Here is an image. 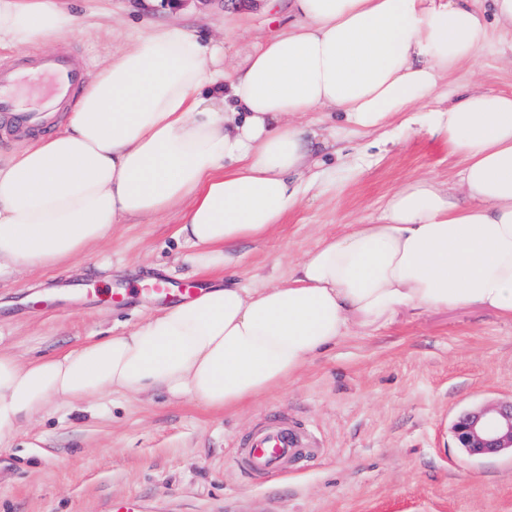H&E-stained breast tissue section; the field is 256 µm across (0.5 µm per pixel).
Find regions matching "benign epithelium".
Wrapping results in <instances>:
<instances>
[{
	"mask_svg": "<svg viewBox=\"0 0 512 512\" xmlns=\"http://www.w3.org/2000/svg\"><path fill=\"white\" fill-rule=\"evenodd\" d=\"M452 433L457 447L470 457L512 453V400L461 413L453 423Z\"/></svg>",
	"mask_w": 512,
	"mask_h": 512,
	"instance_id": "1",
	"label": "benign epithelium"
}]
</instances>
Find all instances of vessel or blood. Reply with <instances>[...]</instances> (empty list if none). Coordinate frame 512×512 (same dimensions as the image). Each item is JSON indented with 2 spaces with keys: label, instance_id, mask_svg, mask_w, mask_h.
Returning a JSON list of instances; mask_svg holds the SVG:
<instances>
[{
  "label": "vessel or blood",
  "instance_id": "vessel-or-blood-1",
  "mask_svg": "<svg viewBox=\"0 0 512 512\" xmlns=\"http://www.w3.org/2000/svg\"><path fill=\"white\" fill-rule=\"evenodd\" d=\"M34 73L46 79V97L57 106L73 101L81 84L79 72L61 53L38 58ZM29 75V72L0 64V115L20 131L29 130L38 120L37 108L29 106L18 94L19 85ZM150 291L173 303L183 302L199 293L195 284H175L165 278L152 281ZM315 445L312 435L300 433L286 419L274 416L253 433L235 461L250 476L268 480L287 471L292 460L304 449Z\"/></svg>",
  "mask_w": 512,
  "mask_h": 512
}]
</instances>
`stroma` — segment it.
Here are the masks:
<instances>
[{
  "mask_svg": "<svg viewBox=\"0 0 512 512\" xmlns=\"http://www.w3.org/2000/svg\"><path fill=\"white\" fill-rule=\"evenodd\" d=\"M156 0L135 16L128 0H72L82 30L47 45L0 46V60L69 52L84 76L130 48L131 27L177 24L226 39L242 66L288 25V0ZM481 68L463 87L512 92V34L490 31ZM360 162L354 174L347 164ZM458 156L425 134L381 145L347 133L319 147L315 183L281 224L240 242L229 271L261 288L287 279L322 238L374 218L405 180L455 186ZM173 210L115 225L90 258L0 275V351L26 362L92 336H118L158 313L142 294L164 276L210 282L184 260ZM125 293L123 305L113 295ZM512 399V319L481 307L416 315L358 331L318 355L288 386L234 411H213L158 391L115 395L22 422L0 449V512H105L115 495L144 497L152 512H512V455L471 458L452 425L463 411ZM276 414L313 432L318 451L287 474L257 481L235 464L259 421Z\"/></svg>",
  "mask_w": 512,
  "mask_h": 512,
  "instance_id": "obj_1",
  "label": "stroma"
}]
</instances>
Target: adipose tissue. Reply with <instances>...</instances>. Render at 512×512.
I'll list each match as a JSON object with an SVG mask.
<instances>
[{
	"instance_id": "obj_1",
	"label": "adipose tissue",
	"mask_w": 512,
	"mask_h": 512,
	"mask_svg": "<svg viewBox=\"0 0 512 512\" xmlns=\"http://www.w3.org/2000/svg\"><path fill=\"white\" fill-rule=\"evenodd\" d=\"M289 14L239 69L225 66L223 42L193 30L135 32L63 131L0 159V271L78 259L114 225L176 208L188 262L223 269L231 247L298 204L309 158L298 119L311 112L384 143L412 128L439 139L465 162L468 205L435 178L410 179L376 221L324 240L285 282L217 279L123 336L25 364L0 351V440L114 393L158 389L234 410L404 310L512 317V95L467 90L426 107L458 66H478L490 25L512 32V0H290ZM81 24L68 0H0V45Z\"/></svg>"
}]
</instances>
